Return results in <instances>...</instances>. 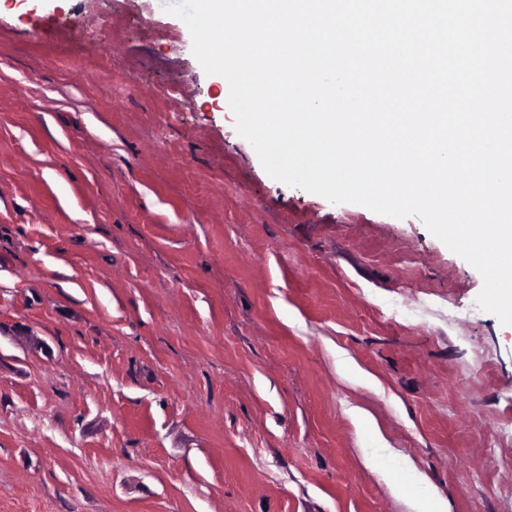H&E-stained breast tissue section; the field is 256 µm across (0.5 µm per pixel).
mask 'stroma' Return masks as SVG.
<instances>
[{
  "mask_svg": "<svg viewBox=\"0 0 512 512\" xmlns=\"http://www.w3.org/2000/svg\"><path fill=\"white\" fill-rule=\"evenodd\" d=\"M228 99L155 0H0V512H506L480 273Z\"/></svg>",
  "mask_w": 512,
  "mask_h": 512,
  "instance_id": "stroma-1",
  "label": "stroma"
}]
</instances>
